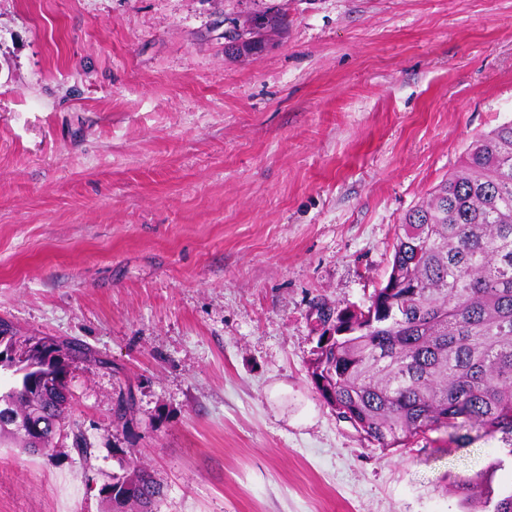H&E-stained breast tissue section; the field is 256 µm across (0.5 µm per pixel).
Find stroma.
Listing matches in <instances>:
<instances>
[{
    "label": "stroma",
    "instance_id": "35a3bbf8",
    "mask_svg": "<svg viewBox=\"0 0 512 512\" xmlns=\"http://www.w3.org/2000/svg\"><path fill=\"white\" fill-rule=\"evenodd\" d=\"M0 0V318L66 339L69 439L0 447V512H103L130 464L157 512H466L512 448L438 431L383 449L309 368L318 308L365 306L395 228L512 120V0ZM134 413L116 425L120 388ZM273 1L264 10L256 12L248 16L242 26L235 24L231 28L224 31V40L227 41L228 48L233 52L241 55H252L247 47L253 43L260 41L262 44L267 43L265 36L269 33H280L285 26L283 5L280 1ZM260 18L263 20L262 31H258L254 27V20ZM227 31V32H226ZM452 487L455 494L461 495L466 503L474 506V510L469 512H485L484 510H478L486 506L490 494L482 472L456 479Z\"/></svg>",
    "mask_w": 512,
    "mask_h": 512
}]
</instances>
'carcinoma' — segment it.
Segmentation results:
<instances>
[{
    "label": "carcinoma",
    "instance_id": "1",
    "mask_svg": "<svg viewBox=\"0 0 512 512\" xmlns=\"http://www.w3.org/2000/svg\"><path fill=\"white\" fill-rule=\"evenodd\" d=\"M281 3L224 33L228 48L248 46L285 26ZM263 20L262 30L254 20ZM336 313L349 334L325 346L318 336L310 362L314 383L339 419L381 448L406 447L440 429L466 439L500 433L512 454V121L478 136L460 166L415 205L395 230L391 267L368 304ZM17 415L43 413L41 439L83 436L70 420L69 397L46 378L0 393ZM33 443L0 421V445ZM112 512H157L164 487L147 470L112 474ZM474 506L489 502L484 476L454 481Z\"/></svg>",
    "mask_w": 512,
    "mask_h": 512
}]
</instances>
